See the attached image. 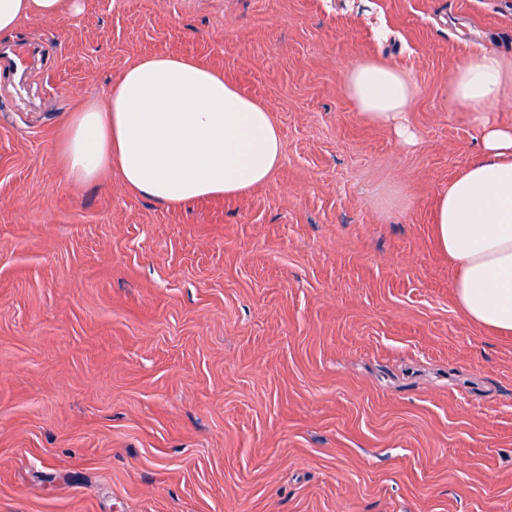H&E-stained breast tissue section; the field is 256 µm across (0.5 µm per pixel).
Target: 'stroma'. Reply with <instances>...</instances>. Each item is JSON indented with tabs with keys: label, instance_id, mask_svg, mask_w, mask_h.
<instances>
[{
	"label": "stroma",
	"instance_id": "obj_1",
	"mask_svg": "<svg viewBox=\"0 0 512 512\" xmlns=\"http://www.w3.org/2000/svg\"><path fill=\"white\" fill-rule=\"evenodd\" d=\"M0 77V512H512V335L469 320L440 194L479 157L463 65L512 0H80ZM154 55L273 112L282 160L167 208L63 172L62 124ZM415 94L406 144L348 95ZM346 86L362 113L376 122L398 121L414 96V85L404 72L376 62L354 65Z\"/></svg>",
	"mask_w": 512,
	"mask_h": 512
}]
</instances>
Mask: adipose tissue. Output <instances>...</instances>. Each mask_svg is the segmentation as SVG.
Segmentation results:
<instances>
[{
  "instance_id": "1",
  "label": "adipose tissue",
  "mask_w": 512,
  "mask_h": 512,
  "mask_svg": "<svg viewBox=\"0 0 512 512\" xmlns=\"http://www.w3.org/2000/svg\"><path fill=\"white\" fill-rule=\"evenodd\" d=\"M77 0H0V38L25 18H56ZM347 91L376 122L399 120L414 85L396 68L354 65ZM457 99L482 127V156L440 195L436 234L458 265L453 288L475 324L512 334V125L490 121L506 99L512 63L485 54L453 78ZM282 141L271 111L189 57L158 55L131 65L104 98L73 112L57 145L66 176L95 180L116 169L140 194L167 207L242 194L269 180Z\"/></svg>"
}]
</instances>
